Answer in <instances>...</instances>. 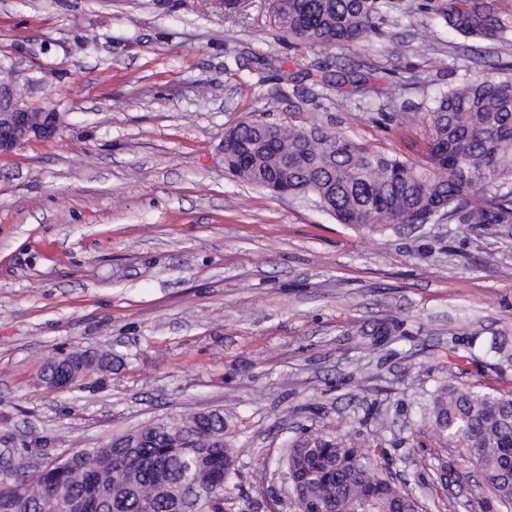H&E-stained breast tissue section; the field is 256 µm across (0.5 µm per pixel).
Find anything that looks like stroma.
Here are the masks:
<instances>
[{
  "label": "stroma",
  "mask_w": 512,
  "mask_h": 512,
  "mask_svg": "<svg viewBox=\"0 0 512 512\" xmlns=\"http://www.w3.org/2000/svg\"><path fill=\"white\" fill-rule=\"evenodd\" d=\"M377 2L365 38L312 49L284 0H0V53L48 72L31 102L62 118L0 159V460L219 407L224 512H297L281 460L309 432L382 443L419 512H506L416 412L440 384L512 388L488 346L512 339V224L369 232L224 172L225 129L291 112L416 159L443 92L512 79V0L476 42L449 32L448 0ZM78 348L111 371L47 388Z\"/></svg>",
  "instance_id": "1"
}]
</instances>
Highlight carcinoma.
<instances>
[{
    "mask_svg": "<svg viewBox=\"0 0 512 512\" xmlns=\"http://www.w3.org/2000/svg\"><path fill=\"white\" fill-rule=\"evenodd\" d=\"M375 0H295L290 34L310 48L362 39L374 27ZM448 29L464 40H482L502 26L495 0H449ZM294 115L275 125L247 119L224 133V168L233 177L264 187L275 183L291 197L306 198L337 222L370 230L446 220L461 233L512 224V80L490 73L448 90L425 115L426 150L418 160L324 129ZM512 365L506 337L491 342ZM77 349L62 358L79 381L110 367ZM419 418L438 437L476 457L483 478L503 505H512V390L443 384L420 408ZM210 438L176 448L146 434L140 448L112 443L48 463L35 475L0 478V512H53L45 487L70 501L76 512H179L183 501L224 485V459L235 449L224 442V411L202 420ZM344 436L308 435L285 450L288 468L303 478L300 499L322 502L329 512H409L414 498L383 477L374 456Z\"/></svg>",
    "mask_w": 512,
    "mask_h": 512,
    "instance_id": "cac0c4a2",
    "label": "carcinoma"
}]
</instances>
